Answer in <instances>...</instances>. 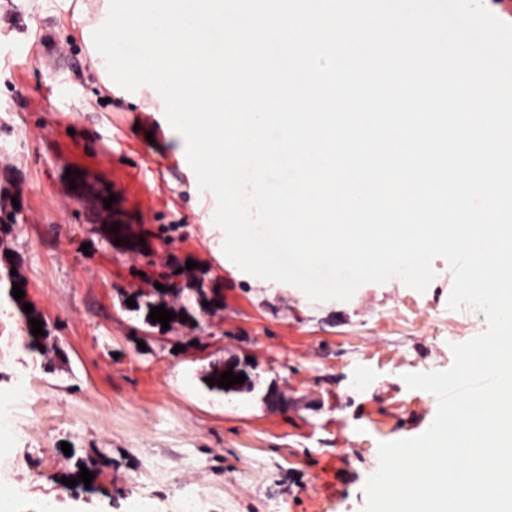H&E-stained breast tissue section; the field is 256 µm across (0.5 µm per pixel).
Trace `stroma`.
<instances>
[{
    "mask_svg": "<svg viewBox=\"0 0 512 512\" xmlns=\"http://www.w3.org/2000/svg\"><path fill=\"white\" fill-rule=\"evenodd\" d=\"M82 28L73 0H0V215L50 331L28 357L0 318V405L25 376L51 408L33 434L0 433V485L28 488L12 512H128L145 491L154 512L197 492L203 512H362L379 443L422 434L437 413L404 375L449 369L484 314L449 310L441 257L425 292L394 277L346 302L225 266L217 203L198 211L164 113L109 95ZM70 168L114 203L75 198ZM199 280L222 289L220 305L198 303ZM144 296L171 310L168 327L129 309ZM229 360L247 384L210 392L205 374ZM80 459L91 484L65 485Z\"/></svg>",
    "mask_w": 512,
    "mask_h": 512,
    "instance_id": "obj_1",
    "label": "stroma"
}]
</instances>
